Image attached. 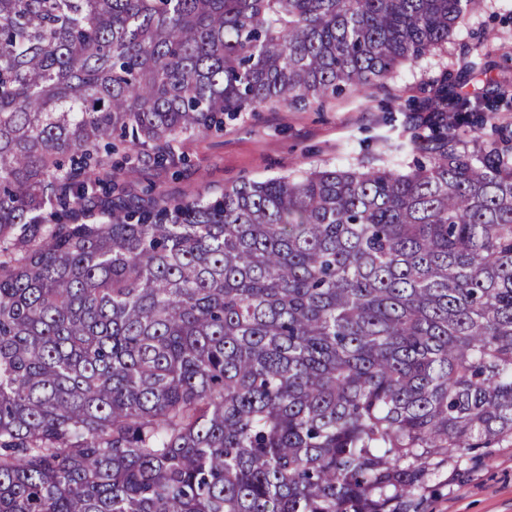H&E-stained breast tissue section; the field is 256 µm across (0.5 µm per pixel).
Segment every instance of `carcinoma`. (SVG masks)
<instances>
[{
    "mask_svg": "<svg viewBox=\"0 0 512 512\" xmlns=\"http://www.w3.org/2000/svg\"><path fill=\"white\" fill-rule=\"evenodd\" d=\"M482 0H0V512H419L512 443V99L400 163L148 203L100 156L380 87Z\"/></svg>",
    "mask_w": 512,
    "mask_h": 512,
    "instance_id": "carcinoma-1",
    "label": "carcinoma"
}]
</instances>
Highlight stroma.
<instances>
[{
    "instance_id": "1",
    "label": "stroma",
    "mask_w": 512,
    "mask_h": 512,
    "mask_svg": "<svg viewBox=\"0 0 512 512\" xmlns=\"http://www.w3.org/2000/svg\"><path fill=\"white\" fill-rule=\"evenodd\" d=\"M488 34L485 49L477 34ZM490 56L494 79L512 83V0H484L466 13L444 51L403 63L384 87L350 92L308 111L289 107L243 113L220 134L184 142L183 164L143 165L127 173L112 156L113 180L131 194L156 189L172 200L215 196L224 188L315 167H354L365 157L393 158L408 143L407 110L441 74H460L466 60ZM458 478L433 476L425 512H512V446L485 448L479 460L462 458Z\"/></svg>"
}]
</instances>
